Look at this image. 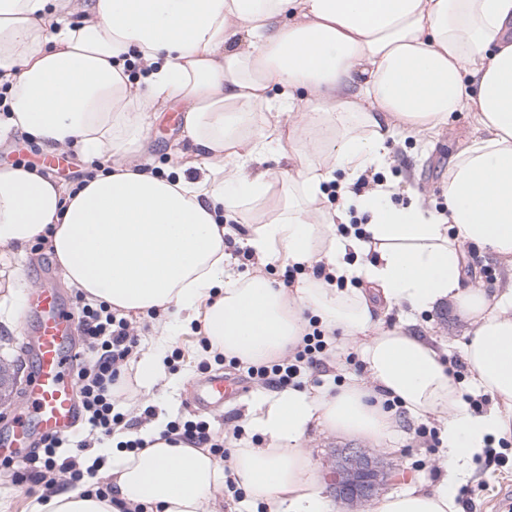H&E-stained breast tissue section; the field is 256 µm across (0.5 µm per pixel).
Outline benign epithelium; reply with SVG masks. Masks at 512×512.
Here are the masks:
<instances>
[{
	"instance_id": "1",
	"label": "benign epithelium",
	"mask_w": 512,
	"mask_h": 512,
	"mask_svg": "<svg viewBox=\"0 0 512 512\" xmlns=\"http://www.w3.org/2000/svg\"><path fill=\"white\" fill-rule=\"evenodd\" d=\"M378 457L363 448H347L336 465L335 495L347 502H368L382 485Z\"/></svg>"
}]
</instances>
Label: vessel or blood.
I'll list each match as a JSON object with an SVG mask.
<instances>
[{"mask_svg": "<svg viewBox=\"0 0 512 512\" xmlns=\"http://www.w3.org/2000/svg\"><path fill=\"white\" fill-rule=\"evenodd\" d=\"M23 315L34 318L24 350L33 360L27 383L25 411L11 430L0 433V459L24 460L34 437L64 436L79 420V406L71 375V337L78 322L76 311L49 288L26 295ZM245 392L234 374L209 376L197 392L200 406L212 402L233 404Z\"/></svg>", "mask_w": 512, "mask_h": 512, "instance_id": "obj_1", "label": "vessel or blood"}]
</instances>
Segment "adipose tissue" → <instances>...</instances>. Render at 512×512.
<instances>
[{"instance_id":"obj_1","label":"adipose tissue","mask_w":512,"mask_h":512,"mask_svg":"<svg viewBox=\"0 0 512 512\" xmlns=\"http://www.w3.org/2000/svg\"><path fill=\"white\" fill-rule=\"evenodd\" d=\"M14 132L49 150L111 159L79 191L23 167L0 168V249L46 238L71 287L124 313L168 315L136 363L135 385L165 379L172 339L202 325L210 353L255 364L293 351L317 318L329 339L359 343L365 375L334 395L292 388L260 404V448L229 464L165 438L161 413L116 450L107 497L70 487L30 512H219L233 478L270 512H332L310 426L386 447L380 405L443 421L447 477L389 495L379 512H458L453 487L490 436L512 425V282L465 285L464 245L512 265V0H0V85ZM183 107L187 171L163 178L142 159L150 114ZM468 111L477 130L448 169L444 209L421 194L390 200L389 139L440 132ZM341 198L328 206L327 188ZM258 268H231L224 236ZM372 253L351 263L348 252ZM306 269L295 287L266 276ZM324 266L344 287L312 275ZM388 306L452 302L470 326L473 389L496 400L472 415L432 339L377 327Z\"/></svg>"}]
</instances>
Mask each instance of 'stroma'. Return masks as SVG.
<instances>
[{
  "mask_svg": "<svg viewBox=\"0 0 512 512\" xmlns=\"http://www.w3.org/2000/svg\"><path fill=\"white\" fill-rule=\"evenodd\" d=\"M181 118V105L171 104L149 119L147 137L142 146L143 156L150 160L153 170L164 177L172 175L174 168L181 166V153L193 151L191 143L181 137ZM470 123L469 113L456 112L439 135L393 145V163L388 174L395 182L394 203L408 204L409 193L414 190L433 205L444 206L442 186L448 178V164L464 146ZM45 284L58 288L72 307H79L78 292L66 286L53 259L42 258L30 246L10 252L0 251V366L7 369L5 384L0 387V426L11 423L20 412L31 370L29 359L21 351L26 328L20 302L27 290ZM408 318L412 319L416 332L435 337L442 343L448 359H462L469 326L453 305L446 303L420 312L397 308L382 316L381 325L391 328ZM199 339L197 331H189L172 341L167 350V369L179 376L176 386H160L149 395L129 391L122 396L119 407L126 421L134 428H141L150 420L149 408L163 407L176 421H210L214 440H223L225 435L238 429L242 432L243 444L257 448L264 446L265 438L251 418L256 407L273 396V389L248 384L247 393L238 405L224 411L203 410L195 406L196 383L208 373L221 370L217 364L211 369H203V348ZM396 417L400 439L395 449L382 454L383 465L390 474L389 483L379 492L383 498L412 485L432 488L445 475L447 448L432 446L429 440L417 434L420 424L438 427V419L430 417L423 421L404 409L399 410ZM358 445V440L332 436L317 428L310 429L306 442L320 472L324 474L335 467L341 449ZM464 487L471 502L460 506L459 512H496L500 493L512 489V466H488L484 461L473 460Z\"/></svg>",
  "mask_w": 512,
  "mask_h": 512,
  "instance_id": "35a3bbf8",
  "label": "stroma"
}]
</instances>
